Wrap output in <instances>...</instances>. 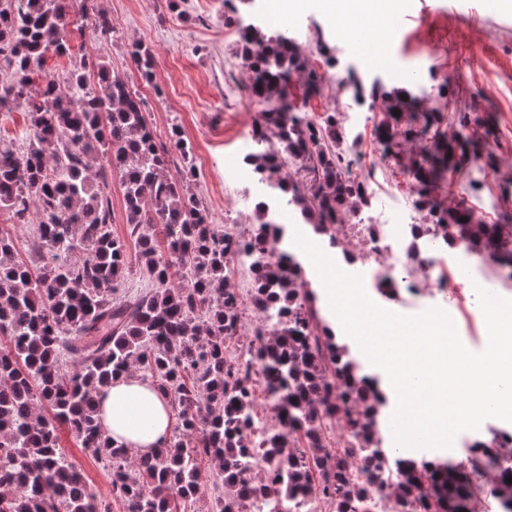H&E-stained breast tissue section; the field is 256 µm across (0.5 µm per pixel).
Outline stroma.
Here are the masks:
<instances>
[{"instance_id": "stroma-1", "label": "stroma", "mask_w": 512, "mask_h": 512, "mask_svg": "<svg viewBox=\"0 0 512 512\" xmlns=\"http://www.w3.org/2000/svg\"><path fill=\"white\" fill-rule=\"evenodd\" d=\"M112 21V39L98 40L92 23L70 13L73 48L106 57L113 74L127 78L138 89L149 124L159 139H167L172 124H179L192 146L197 172L194 189L206 206L212 224L224 230L245 233L257 222V198L239 171L243 157L254 148L246 134L255 112L243 104L234 86L247 75L238 58V36L224 15L222 0H185L189 20L173 14L169 0H96ZM399 26L388 32L394 66L413 67L420 74L409 91L424 106H432L439 85H446L447 112L466 115L469 130L493 150L498 172L471 162L467 177L451 186H440L436 197L442 204L465 201L475 218L485 224H512V14H502L489 0H406ZM310 66L323 68L321 95L307 96L302 79H293L288 94L297 109L315 114L336 113L339 126L354 119L350 92L338 82L351 67H367L381 77L383 67L366 66L354 52L345 33L335 32L329 19L315 6H308L288 22ZM135 41L151 47L156 65L151 79H144L127 56ZM336 49V67L324 68L322 44ZM358 159L356 175L372 176L377 184L371 207L387 220H394V204L410 195L409 178L384 159L375 138L374 124L359 131L353 149ZM481 181L480 190L468 187L469 179ZM438 306L456 319L462 343L472 352L484 346V330L476 291L465 294L467 319L456 318L453 298ZM60 444L83 472L88 489L99 499L110 497V477L97 460L80 448L68 431H61Z\"/></svg>"}]
</instances>
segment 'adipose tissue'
<instances>
[{"instance_id":"1","label":"adipose tissue","mask_w":512,"mask_h":512,"mask_svg":"<svg viewBox=\"0 0 512 512\" xmlns=\"http://www.w3.org/2000/svg\"><path fill=\"white\" fill-rule=\"evenodd\" d=\"M98 416L115 444L143 455L164 447L171 432L170 406L135 373L113 380L95 394Z\"/></svg>"}]
</instances>
